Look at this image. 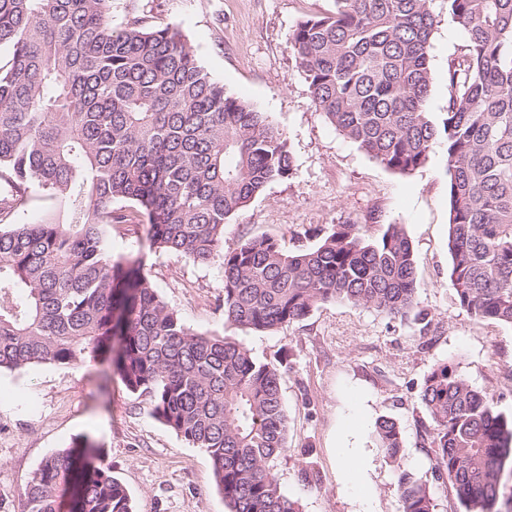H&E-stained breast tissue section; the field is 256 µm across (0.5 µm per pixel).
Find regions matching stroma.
<instances>
[{
  "instance_id": "1",
  "label": "stroma",
  "mask_w": 512,
  "mask_h": 512,
  "mask_svg": "<svg viewBox=\"0 0 512 512\" xmlns=\"http://www.w3.org/2000/svg\"><path fill=\"white\" fill-rule=\"evenodd\" d=\"M333 0H112V24L145 17L177 27L226 91L270 113L285 133L295 172L265 190L224 226V247L271 237L294 252L317 244L336 224H360L369 239L400 224L410 239L426 319L400 321L345 302L318 306L271 333L224 318L219 261L148 253L158 294L192 329L245 343L260 361L287 357L281 392L287 449L273 462L284 495L301 512H402L400 472L431 489L438 512H464L450 485L434 476L431 419L420 403L427 374L450 364L496 412L512 416V326L471 317L449 276L445 144L427 164L395 173L342 136L313 106L289 48L297 23L330 11ZM465 36L441 19L432 49L430 111H445V72ZM395 419L403 447L390 459L375 425ZM87 436L129 492L134 512H229L212 462L155 419L106 362L39 364L0 371V512H21V489L42 460ZM358 449L362 480L341 462Z\"/></svg>"
}]
</instances>
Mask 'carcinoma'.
I'll return each mask as SVG.
<instances>
[{
	"mask_svg": "<svg viewBox=\"0 0 512 512\" xmlns=\"http://www.w3.org/2000/svg\"><path fill=\"white\" fill-rule=\"evenodd\" d=\"M435 2L334 0L297 24L289 48L315 108L385 168L409 174L445 140L456 300L512 325V0H441L466 44L448 60L439 118L428 109ZM111 11L112 0H0V370L109 359L158 421L208 454L229 512H300L271 465L288 438L280 368L187 327L144 258L112 254L109 230L146 224L154 252L219 260L225 320L258 332L331 301L426 317L411 241L400 224L375 241L336 224L294 253L271 237L224 250V224L292 177L288 140L225 90L179 29H116ZM38 198L54 207L18 222ZM421 404L436 478L465 512H512L502 482L512 417L446 363L427 375ZM375 433L397 458L398 423L383 418ZM398 489L403 512H436L411 474ZM20 497L23 512H133L86 436L46 457Z\"/></svg>",
	"mask_w": 512,
	"mask_h": 512,
	"instance_id": "carcinoma-1",
	"label": "carcinoma"
}]
</instances>
